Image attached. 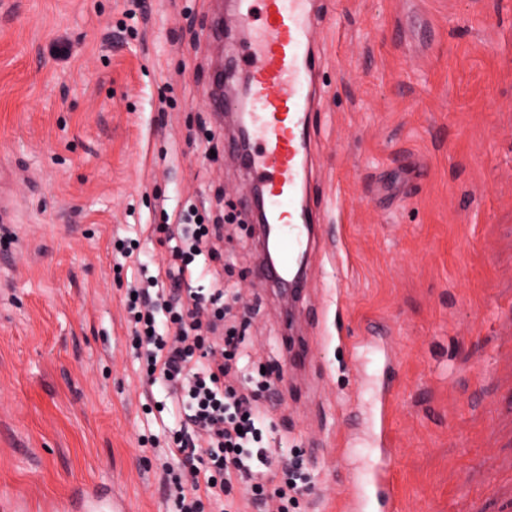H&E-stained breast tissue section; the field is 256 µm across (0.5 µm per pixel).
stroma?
I'll use <instances>...</instances> for the list:
<instances>
[{
  "label": "stroma",
  "instance_id": "35a3bbf8",
  "mask_svg": "<svg viewBox=\"0 0 512 512\" xmlns=\"http://www.w3.org/2000/svg\"><path fill=\"white\" fill-rule=\"evenodd\" d=\"M0 0V499L54 512L85 489L173 512L123 298L169 252L158 224L251 178L209 84L216 0ZM322 57L302 193L321 238L295 301V364L254 228L224 229L252 361L285 382L270 446L299 453L295 512H337L379 458L375 382L395 393L399 512L512 503V0H315ZM216 134L206 141L201 128Z\"/></svg>",
  "mask_w": 512,
  "mask_h": 512
}]
</instances>
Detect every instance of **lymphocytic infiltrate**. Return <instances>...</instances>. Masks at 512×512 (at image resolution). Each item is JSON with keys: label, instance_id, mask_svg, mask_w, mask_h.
<instances>
[{"label": "lymphocytic infiltrate", "instance_id": "lymphocytic-infiltrate-1", "mask_svg": "<svg viewBox=\"0 0 512 512\" xmlns=\"http://www.w3.org/2000/svg\"><path fill=\"white\" fill-rule=\"evenodd\" d=\"M219 236L218 225L199 222L190 210L167 236V263L153 269L133 246L121 248L138 274L125 299L130 348L146 386L164 392L144 412L181 422L158 455L175 512H288L301 487L287 460L266 446L262 408L265 392L284 376L250 362L245 327L214 333L230 312L217 268ZM195 276L208 289L179 295L177 285Z\"/></svg>", "mask_w": 512, "mask_h": 512}]
</instances>
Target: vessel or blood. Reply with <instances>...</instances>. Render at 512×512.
<instances>
[{"instance_id":"b4317fda","label":"vessel or blood","mask_w":512,"mask_h":512,"mask_svg":"<svg viewBox=\"0 0 512 512\" xmlns=\"http://www.w3.org/2000/svg\"><path fill=\"white\" fill-rule=\"evenodd\" d=\"M237 27L250 33L241 46H229L235 65L217 73L224 107L241 124L231 139V154L243 156L259 190L261 210L278 248L263 277L287 284L297 257L312 249L314 214L295 207L306 180L308 113L312 77L320 66L312 52L317 18L311 0H234ZM348 512H398V487L388 460L372 464L365 483H351Z\"/></svg>"}]
</instances>
